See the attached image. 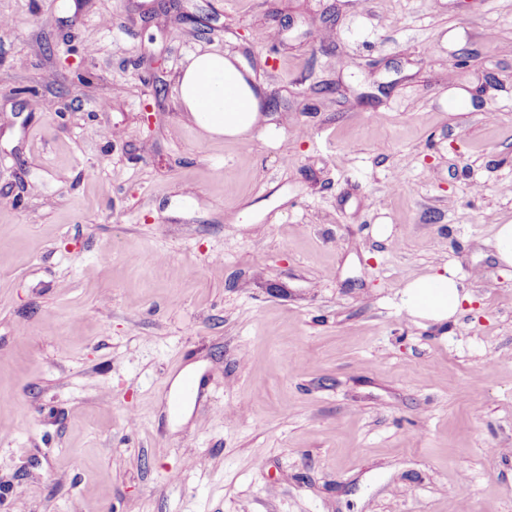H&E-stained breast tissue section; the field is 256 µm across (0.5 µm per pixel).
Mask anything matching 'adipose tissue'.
Instances as JSON below:
<instances>
[{"instance_id":"adipose-tissue-1","label":"adipose tissue","mask_w":512,"mask_h":512,"mask_svg":"<svg viewBox=\"0 0 512 512\" xmlns=\"http://www.w3.org/2000/svg\"><path fill=\"white\" fill-rule=\"evenodd\" d=\"M183 111L209 136L241 138L259 120L257 92L245 67L223 53L192 54L177 82ZM469 299L460 282L447 271L407 281L401 291V309L414 322L444 323L456 319Z\"/></svg>"}]
</instances>
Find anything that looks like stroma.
Segmentation results:
<instances>
[{
	"label": "stroma",
	"mask_w": 512,
	"mask_h": 512,
	"mask_svg": "<svg viewBox=\"0 0 512 512\" xmlns=\"http://www.w3.org/2000/svg\"><path fill=\"white\" fill-rule=\"evenodd\" d=\"M0 19V512H512V0ZM204 49L250 149L179 109ZM444 267L470 303L413 324ZM190 58L176 88L183 112L210 137L238 140L250 133L259 120V100L245 67L215 51ZM491 245L497 262L512 267V224L497 225ZM400 293V307L415 323L455 320L470 300L455 276H448V268L407 281Z\"/></svg>",
	"instance_id": "obj_1"
}]
</instances>
